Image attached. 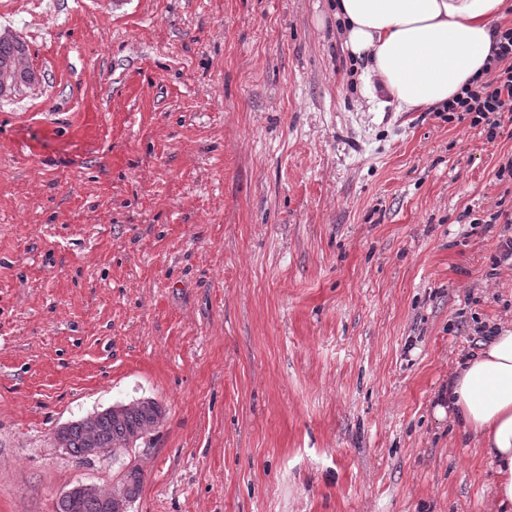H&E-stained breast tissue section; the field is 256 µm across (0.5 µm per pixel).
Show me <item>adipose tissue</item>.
Returning <instances> with one entry per match:
<instances>
[{
  "label": "adipose tissue",
  "mask_w": 512,
  "mask_h": 512,
  "mask_svg": "<svg viewBox=\"0 0 512 512\" xmlns=\"http://www.w3.org/2000/svg\"><path fill=\"white\" fill-rule=\"evenodd\" d=\"M507 0H337L347 50L396 111L446 103L485 69L493 23ZM448 409L480 437L496 466L499 512L512 507V326L465 359L448 386Z\"/></svg>",
  "instance_id": "ef3b65f1"
}]
</instances>
